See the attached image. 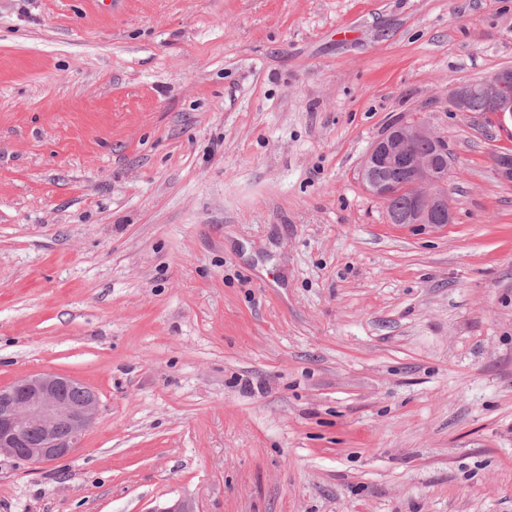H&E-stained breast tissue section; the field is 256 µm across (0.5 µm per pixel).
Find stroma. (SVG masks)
I'll use <instances>...</instances> for the list:
<instances>
[{
    "label": "stroma",
    "mask_w": 512,
    "mask_h": 512,
    "mask_svg": "<svg viewBox=\"0 0 512 512\" xmlns=\"http://www.w3.org/2000/svg\"><path fill=\"white\" fill-rule=\"evenodd\" d=\"M508 67L512 0H0V386L101 408L0 512H512ZM412 118L451 223L362 184ZM473 88L471 82L454 87L448 95L450 105L457 112L469 111L480 115L483 112V92L486 112L496 116L500 130H506L508 123L512 122V69L505 68L483 81L482 90L477 88L473 92Z\"/></svg>",
    "instance_id": "stroma-1"
}]
</instances>
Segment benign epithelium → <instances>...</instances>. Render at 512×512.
Masks as SVG:
<instances>
[{
	"label": "benign epithelium",
	"instance_id": "1",
	"mask_svg": "<svg viewBox=\"0 0 512 512\" xmlns=\"http://www.w3.org/2000/svg\"><path fill=\"white\" fill-rule=\"evenodd\" d=\"M481 89L487 112L498 119L499 129L512 122V69L505 68L483 81ZM473 84L454 87L450 105L457 112L467 111ZM425 138L432 143L429 154L416 153L413 140ZM493 167L496 176L512 182V155L497 154ZM404 164L416 173L412 224H445L452 220L448 196L447 150L424 124L405 122L402 131L388 132L368 150L362 163V175L373 169H391ZM365 189L385 202L392 194L387 183L364 180ZM81 382L56 373L26 375L8 387L0 388V457L22 463L32 469L69 457L81 444L99 414V399L89 392L80 404L68 398Z\"/></svg>",
	"mask_w": 512,
	"mask_h": 512
}]
</instances>
